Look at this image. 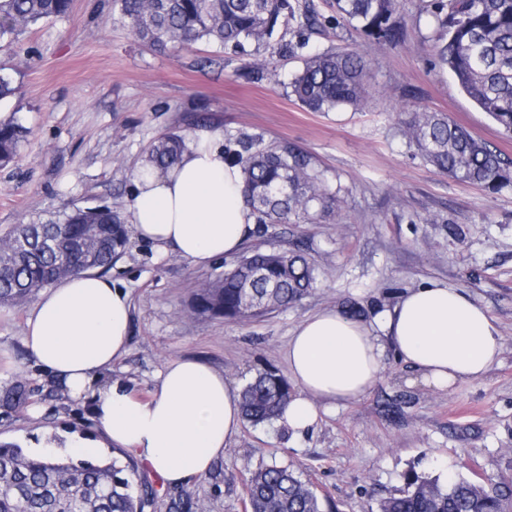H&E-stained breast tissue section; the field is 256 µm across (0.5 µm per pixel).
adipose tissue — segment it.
Listing matches in <instances>:
<instances>
[{"mask_svg": "<svg viewBox=\"0 0 512 512\" xmlns=\"http://www.w3.org/2000/svg\"><path fill=\"white\" fill-rule=\"evenodd\" d=\"M220 128L192 135L177 167H137L128 204L133 230L157 252L199 266L238 253L253 229L239 165L225 160ZM130 296L85 271L42 292L27 319L25 345L75 397L90 396L98 427L166 484L207 475L239 434V390L197 360L167 362L149 398L119 381L95 387L128 350ZM428 385L448 390L483 378L502 354L496 320L461 289L430 282L408 289L373 323L324 310L303 319L285 361L296 391L279 416L294 433L319 419L320 404L365 395L385 349Z\"/></svg>", "mask_w": 512, "mask_h": 512, "instance_id": "obj_1", "label": "adipose tissue"}]
</instances>
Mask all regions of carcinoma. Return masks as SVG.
I'll use <instances>...</instances> for the list:
<instances>
[{"mask_svg": "<svg viewBox=\"0 0 512 512\" xmlns=\"http://www.w3.org/2000/svg\"><path fill=\"white\" fill-rule=\"evenodd\" d=\"M119 19L133 35L165 51L197 42L239 52L270 45L275 31L296 20L289 0H115ZM399 0H336V18L378 44L401 39ZM72 0H0V44L11 46L31 26L66 16ZM438 32L435 64L505 132H512V0H432ZM370 71L359 54L326 51L303 59L289 83L291 95L312 112L360 108ZM418 154L448 176L494 190L512 182L501 154L448 117L415 109L401 121ZM28 128L15 116L0 120V167L16 159ZM186 147L171 131L149 149L144 164L166 170ZM226 155L238 163L258 224L313 220L336 199L314 171L311 157L286 141H238ZM126 245L125 221L110 204L75 207L57 220L16 224L0 238V306H22L55 281L88 269L107 270ZM314 263L301 249H255L219 280L193 296L191 309L229 321L262 317L301 300L313 288ZM288 379L266 371L242 389L246 421L257 425L280 415L291 399ZM25 383L0 391V408L21 410ZM248 512H335L327 496L283 466L261 465L245 482ZM155 491L138 467L114 458L74 459L70 454L27 452L0 442V512H149ZM380 512H512V479L482 485L459 477L443 486L411 474Z\"/></svg>", "mask_w": 512, "mask_h": 512, "instance_id": "cac0c4a2", "label": "carcinoma"}]
</instances>
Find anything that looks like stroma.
<instances>
[{"label":"stroma","mask_w":512,"mask_h":512,"mask_svg":"<svg viewBox=\"0 0 512 512\" xmlns=\"http://www.w3.org/2000/svg\"><path fill=\"white\" fill-rule=\"evenodd\" d=\"M327 25L299 47L298 26L278 30L255 58L198 42L162 52L137 40L113 0H73L66 17L35 25L0 48L19 92L0 110L17 113L30 133L13 166L0 168V236L14 225L59 216L76 206L126 209L132 170L159 137L191 135L197 116L237 140L288 141L310 153L339 212L306 224L257 226L245 249L301 245L315 263V284L301 302L244 322L190 312L201 284L238 262L196 268L128 234L108 270L132 301L127 353L104 382L120 380L140 398L173 359L196 357L235 386L264 371L286 374L288 339L300 321L326 309L356 306L365 322L411 288L434 281L461 288L502 332L501 361L484 378L451 391L424 384L393 353L361 398L322 411L295 436L271 421L244 424L211 471L173 489L152 478V512H243V481L260 464L302 472L340 512H379L405 473L462 475L490 484L512 477V188L494 191L457 181L426 163L403 136L399 114L416 105L445 113L512 160V136L462 94L435 65L437 32L422 0H400L404 42L379 45L336 23L333 0H312ZM297 43L279 52L281 41ZM349 48L368 62V103L312 112L289 94L304 56ZM31 304L0 308V390L23 381V412L0 409V440L30 448L43 438L89 434L103 439L90 398L71 397L26 348Z\"/></svg>","instance_id":"35a3bbf8"}]
</instances>
